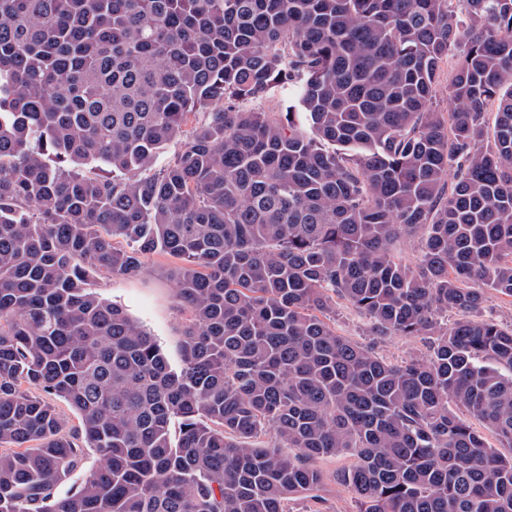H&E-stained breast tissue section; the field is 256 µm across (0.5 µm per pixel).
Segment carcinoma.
I'll return each mask as SVG.
<instances>
[{"mask_svg": "<svg viewBox=\"0 0 512 512\" xmlns=\"http://www.w3.org/2000/svg\"><path fill=\"white\" fill-rule=\"evenodd\" d=\"M452 2L0 0V512H324L345 452L359 512H512L455 412L512 448V327L473 316L512 297V0ZM153 253L177 368L91 287ZM338 298L429 353L337 334ZM459 54L460 48L452 47L448 52V58L441 64L433 106H436L442 112H449L452 107L451 103L448 101V81L451 78L452 68ZM375 351L379 356L388 360H404L411 355L426 353L428 344L420 338H404L399 336L388 337L378 343Z\"/></svg>", "mask_w": 512, "mask_h": 512, "instance_id": "cac0c4a2", "label": "carcinoma"}]
</instances>
